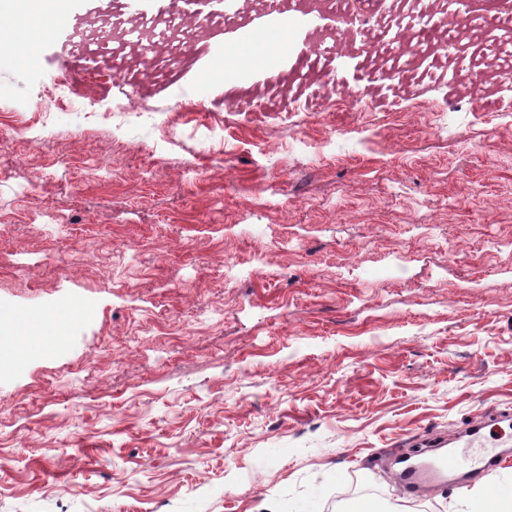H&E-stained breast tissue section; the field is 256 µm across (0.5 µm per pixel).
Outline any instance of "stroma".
Listing matches in <instances>:
<instances>
[{
  "instance_id": "35a3bbf8",
  "label": "stroma",
  "mask_w": 512,
  "mask_h": 512,
  "mask_svg": "<svg viewBox=\"0 0 512 512\" xmlns=\"http://www.w3.org/2000/svg\"><path fill=\"white\" fill-rule=\"evenodd\" d=\"M67 40L0 53V347L83 308L0 364V512H466L486 481L394 470L473 423L512 487V122L443 84L260 112L226 91L274 70L211 59L92 114ZM78 309H64L57 313L51 321L45 318L29 317L27 315H20L16 318L17 323L20 324L24 335L19 336L13 347L2 350L5 354V359L21 361L25 358L29 350L30 340L34 336L48 335L53 341L62 340L63 327L66 322L75 315H78Z\"/></svg>"
}]
</instances>
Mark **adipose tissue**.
Listing matches in <instances>:
<instances>
[{
    "instance_id": "1",
    "label": "adipose tissue",
    "mask_w": 512,
    "mask_h": 512,
    "mask_svg": "<svg viewBox=\"0 0 512 512\" xmlns=\"http://www.w3.org/2000/svg\"><path fill=\"white\" fill-rule=\"evenodd\" d=\"M69 8V0H0V45L20 46L24 59L35 63L36 42L52 33L66 17ZM75 314V309L71 308L62 310L50 320L19 316L23 334L13 347L6 350V359L23 360L32 337L47 335L53 341L62 340L63 327Z\"/></svg>"
}]
</instances>
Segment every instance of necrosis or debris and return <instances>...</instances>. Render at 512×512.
I'll list each match as a JSON object with an SVG mask.
<instances>
[{
  "mask_svg": "<svg viewBox=\"0 0 512 512\" xmlns=\"http://www.w3.org/2000/svg\"><path fill=\"white\" fill-rule=\"evenodd\" d=\"M268 16L320 20L307 36L309 53L274 82L271 107L286 96L350 94L336 79L342 56L355 59L364 90L387 89L401 101L444 81L454 95L492 105L512 78V0H249L234 11L218 0H174L153 15L109 4L69 20L65 52L80 64L76 81L87 103L113 85L143 99L141 64L154 84L173 85L211 44Z\"/></svg>",
  "mask_w": 512,
  "mask_h": 512,
  "instance_id": "4bbe7bcc",
  "label": "necrosis or debris"
}]
</instances>
